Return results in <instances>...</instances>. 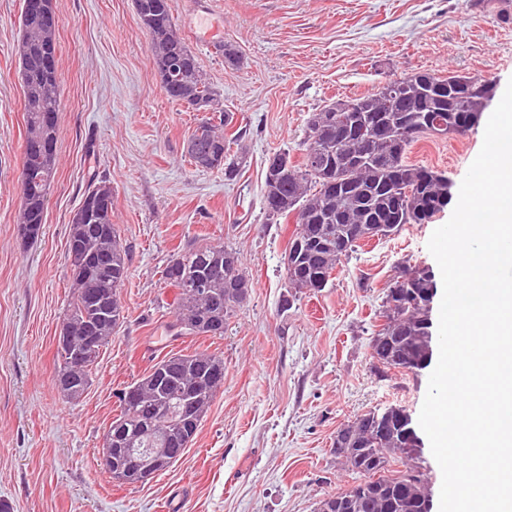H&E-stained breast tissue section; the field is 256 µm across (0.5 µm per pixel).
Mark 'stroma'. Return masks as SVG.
Wrapping results in <instances>:
<instances>
[{
    "instance_id": "1",
    "label": "stroma",
    "mask_w": 512,
    "mask_h": 512,
    "mask_svg": "<svg viewBox=\"0 0 512 512\" xmlns=\"http://www.w3.org/2000/svg\"><path fill=\"white\" fill-rule=\"evenodd\" d=\"M21 6L0 0V499L14 512H314L355 480L332 448L338 428L390 405L420 413L429 370L380 369L369 344L398 267L436 268L427 242L452 211L357 247L322 291L293 296L284 258L295 226L267 220V163L282 151L301 161L313 112L405 74L453 71L505 90L512 0H213L234 57L189 46L232 117L233 179L190 164L186 141L205 115L163 93L134 0H55L59 165L35 241L17 226ZM484 131L423 136L409 159L461 183ZM94 175L112 183L130 269L125 318L73 401L55 387L56 355L72 300L70 222ZM217 243L238 252L249 299L223 336L173 339L162 271L179 251ZM197 348L223 356L224 385L192 446L145 483L117 485L99 453L115 392Z\"/></svg>"
}]
</instances>
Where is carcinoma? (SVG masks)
Masks as SVG:
<instances>
[{"label": "carcinoma", "mask_w": 512, "mask_h": 512, "mask_svg": "<svg viewBox=\"0 0 512 512\" xmlns=\"http://www.w3.org/2000/svg\"><path fill=\"white\" fill-rule=\"evenodd\" d=\"M141 27L150 38L154 67L165 96L175 102L196 104L211 117L198 123L188 140L198 144L188 154L198 169H224L233 176L240 165L230 154L231 139L226 129L232 118L224 112L220 94L182 35L178 32L169 0H134ZM16 75L23 94V161L31 159L34 136L57 142L61 100L58 70V28L43 32L38 20L26 12L18 19ZM484 80L465 74L442 76L417 72L397 77L376 90L351 100H337L313 113L307 120L303 142L304 157L291 165L288 175L275 182L265 176L264 204L267 220L275 224L281 218L294 217L296 224L288 246L293 249L292 267L285 269L287 287L294 290H320L329 282L341 259L355 250L363 238L354 230L371 229V236L385 235L405 224H425L448 205V176L427 165L411 164L407 155L412 143L401 138L397 117L431 118L445 125L465 116L467 110L485 109ZM378 117L380 129L368 138L336 128V113L348 106ZM366 155L368 161L352 167L328 170L336 163V150ZM58 170L57 152L42 156L39 179L25 190L18 224L21 236L35 240L43 233L50 188ZM68 248H75L82 260L69 265L73 300L64 316L62 330L81 344L92 336L97 352L112 340L124 319L121 288L129 276L128 252L112 221V183L94 176L74 212ZM240 277H246L237 252L224 246L201 245L172 259L163 270V279L174 292L170 307L175 320L169 328L177 336H202L207 328L195 324L208 318L224 325L238 311L232 289L224 275L216 276L211 292L198 296L186 285L206 274L214 256ZM112 264V280H99L95 268ZM429 268L417 265L401 267L410 276V288H433ZM384 323L370 341L383 361V368L407 364L425 352L422 313L407 296L399 305H390L385 294L382 305ZM56 386L71 384L67 398L78 400L86 388L74 384L88 377L95 360L72 368L58 353ZM165 375L141 377L116 393L118 410L112 423L125 433L120 439L124 454H155L164 449L170 455H182V425L189 418L203 420L218 389L224 385V358L214 352L194 350L174 353L159 361ZM135 391L137 402L128 406L124 394ZM381 417L375 409L346 424L347 454L344 464L359 475L365 494L345 501L328 495L317 503L316 512H421V503L429 493L427 483L414 474L406 483L384 472L392 461L406 463L413 457L398 432L377 429Z\"/></svg>", "instance_id": "1"}]
</instances>
